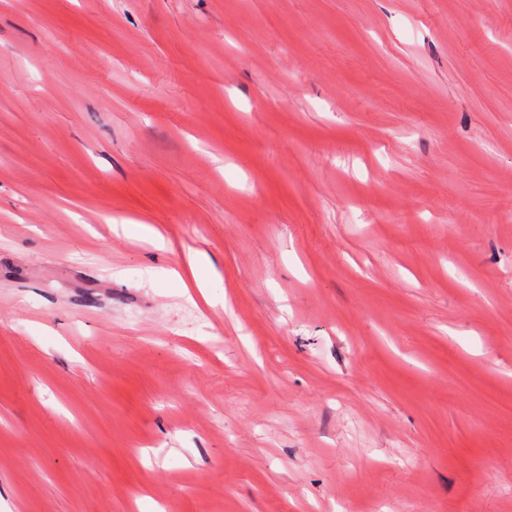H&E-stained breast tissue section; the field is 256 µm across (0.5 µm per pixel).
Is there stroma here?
Wrapping results in <instances>:
<instances>
[{
	"instance_id": "1",
	"label": "stroma",
	"mask_w": 512,
	"mask_h": 512,
	"mask_svg": "<svg viewBox=\"0 0 512 512\" xmlns=\"http://www.w3.org/2000/svg\"><path fill=\"white\" fill-rule=\"evenodd\" d=\"M0 512H512V0H0ZM118 226H121L123 234L128 238H149L156 244V248L163 249L165 247V241L160 232L147 224H116L113 225L114 230Z\"/></svg>"
}]
</instances>
